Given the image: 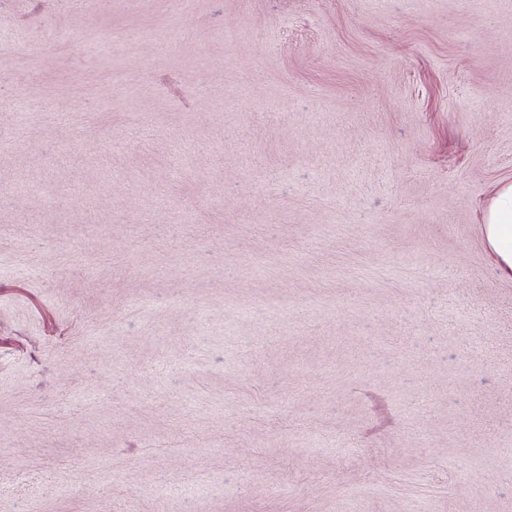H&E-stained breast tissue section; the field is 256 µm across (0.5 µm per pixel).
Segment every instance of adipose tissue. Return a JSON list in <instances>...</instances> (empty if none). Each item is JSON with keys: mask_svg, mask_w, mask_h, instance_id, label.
I'll return each mask as SVG.
<instances>
[{"mask_svg": "<svg viewBox=\"0 0 512 512\" xmlns=\"http://www.w3.org/2000/svg\"><path fill=\"white\" fill-rule=\"evenodd\" d=\"M483 234L499 270L512 277V183L499 186L488 200Z\"/></svg>", "mask_w": 512, "mask_h": 512, "instance_id": "ef3b65f1", "label": "adipose tissue"}]
</instances>
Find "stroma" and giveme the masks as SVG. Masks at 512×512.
Instances as JSON below:
<instances>
[{"instance_id": "35a3bbf8", "label": "stroma", "mask_w": 512, "mask_h": 512, "mask_svg": "<svg viewBox=\"0 0 512 512\" xmlns=\"http://www.w3.org/2000/svg\"><path fill=\"white\" fill-rule=\"evenodd\" d=\"M0 512H512V0H0ZM482 227L497 267L512 277V183L502 184L490 197Z\"/></svg>"}]
</instances>
